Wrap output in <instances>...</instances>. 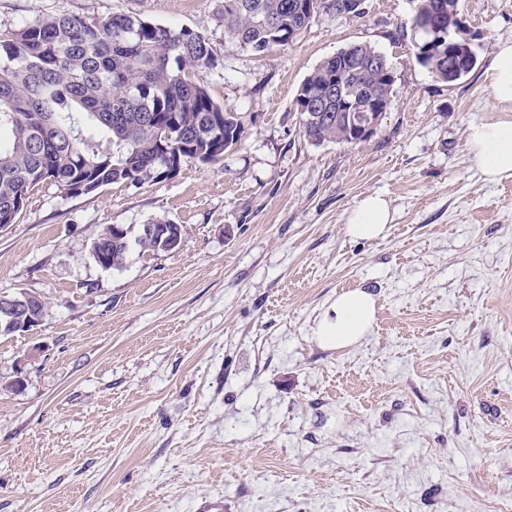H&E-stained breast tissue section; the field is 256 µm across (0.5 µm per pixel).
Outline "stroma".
<instances>
[{"mask_svg":"<svg viewBox=\"0 0 512 512\" xmlns=\"http://www.w3.org/2000/svg\"><path fill=\"white\" fill-rule=\"evenodd\" d=\"M224 0H0L38 14H126L203 32L196 71L245 128L221 162L64 197L37 187L0 228V292L50 316L0 336V512H504L512 505V179L485 182L466 131L492 118L488 73L512 0H459L475 69L447 84L412 50L411 0L318 14L256 55L226 41ZM357 42L395 75L367 142L314 144L304 78ZM390 202L384 238L349 212ZM164 218L180 248L89 255L105 226ZM370 289L371 332L314 336L337 293ZM22 375L19 389L8 381ZM392 213L388 201L381 194L363 197L350 212L346 234L357 240H374L385 235L391 224Z\"/></svg>","mask_w":512,"mask_h":512,"instance_id":"stroma-1","label":"stroma"}]
</instances>
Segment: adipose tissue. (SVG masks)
I'll list each match as a JSON object with an SVG mask.
<instances>
[{"instance_id":"obj_1","label":"adipose tissue","mask_w":512,"mask_h":512,"mask_svg":"<svg viewBox=\"0 0 512 512\" xmlns=\"http://www.w3.org/2000/svg\"><path fill=\"white\" fill-rule=\"evenodd\" d=\"M489 86L502 111L496 118L470 125L467 142L484 180L497 183L512 178V41L497 45ZM391 221L385 197L370 194L350 212L345 231L357 240H374L385 235ZM376 304L374 294L362 288L337 295L314 331L319 345L343 349L360 342L374 325Z\"/></svg>"}]
</instances>
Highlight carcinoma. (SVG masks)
I'll return each instance as SVG.
<instances>
[{
  "label": "carcinoma",
  "mask_w": 512,
  "mask_h": 512,
  "mask_svg": "<svg viewBox=\"0 0 512 512\" xmlns=\"http://www.w3.org/2000/svg\"><path fill=\"white\" fill-rule=\"evenodd\" d=\"M413 16L429 19L458 0H412ZM306 0H224V33L244 51L260 54L290 43L309 25ZM417 63L448 77L453 46L444 41L423 59L426 34L413 26ZM362 69L347 68L342 52L323 60L297 90L302 131L315 142L352 144L355 113L336 107V77L357 104L393 98L386 56L357 44ZM218 58L200 32L114 14L37 15L0 30V224H13L25 194L48 183L58 193L89 195L113 184L168 178L165 153L216 163L242 140L244 127L189 74L213 69ZM321 107L310 108L308 102ZM157 254L150 237L131 238L111 226L91 245L101 267L121 270L132 245Z\"/></svg>",
  "instance_id": "1"
}]
</instances>
